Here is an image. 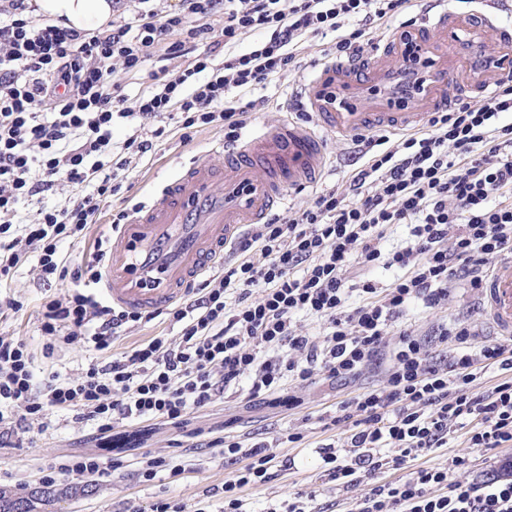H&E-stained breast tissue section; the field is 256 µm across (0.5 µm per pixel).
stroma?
<instances>
[{
	"instance_id": "obj_1",
	"label": "stroma",
	"mask_w": 512,
	"mask_h": 512,
	"mask_svg": "<svg viewBox=\"0 0 512 512\" xmlns=\"http://www.w3.org/2000/svg\"><path fill=\"white\" fill-rule=\"evenodd\" d=\"M322 48L321 42H308L299 73L285 76L265 90V108L257 114L255 126L293 118L290 104L296 93L306 86L315 67L323 62ZM223 137V131L217 127L198 130L187 143L182 142L178 134H171L158 154L139 166L126 196L117 195L103 203L91 237H111L113 216L122 209L124 202H146L182 168L202 161L223 164V156L209 150L212 142ZM320 137L327 155L321 179L316 186L290 191L286 206L279 209L280 214H287L289 206L308 199L314 190L345 188L347 174L362 165L360 154L354 153L346 141L326 131L321 132ZM33 269V264H26L13 279L12 293L23 302L24 308L19 320L8 322L5 329L26 336L38 350L42 347L38 312L47 296H62L66 288L57 285L52 290H44ZM481 299V292L459 284L451 291L445 309L434 311L415 306L409 310L406 321L419 333L426 334L443 321L469 319L477 323L481 335L488 337L492 328L481 314ZM88 356V351L78 342L54 357L37 358L35 377L40 380L56 373L64 379L77 378L85 369ZM382 383V377L370 371L349 386L304 387L296 392L300 405L294 409L290 408L284 393L253 406L246 403L243 394L229 393L213 406L195 413L186 426L178 429L157 421H144L116 424L110 431L100 433L93 426L76 422L72 412L58 411L50 415L47 429L38 434L36 442H29L27 435L20 433L13 437L10 447H0V487L23 494L40 489L43 468L90 454L121 464L122 477L111 481L80 479V493L54 501L45 512H126L132 504L158 499L179 503L186 512H224V497L216 492L226 473L223 456L219 450L208 447L193 454L185 453L184 448L199 436L209 440L250 433L269 441L277 440L276 454L289 463L288 469L279 471L265 485L246 488L244 496L251 512H263L271 501L288 498L307 488L317 490V502L326 512H349L353 502L367 492L369 486L362 483L343 490L324 480L323 462L316 446L337 441L340 432L325 429L320 417L325 413L334 414L338 403L355 393ZM291 432L301 433L302 441L287 442L286 436ZM148 451L168 456L173 464L179 465L180 474L172 477L163 473L154 481L140 482L135 471L142 455Z\"/></svg>"
}]
</instances>
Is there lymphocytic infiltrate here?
<instances>
[{"label":"lymphocytic infiltrate","mask_w":512,"mask_h":512,"mask_svg":"<svg viewBox=\"0 0 512 512\" xmlns=\"http://www.w3.org/2000/svg\"><path fill=\"white\" fill-rule=\"evenodd\" d=\"M122 2V17L88 33L39 18L32 0H0V322L23 309L11 282L33 254L44 285L71 284L39 313L43 356L78 338L94 352L77 379L52 375L39 384L26 338L0 333V447L23 423L57 410L101 431L153 419L179 426L242 387L249 401H263L287 388L351 382L381 363L382 386L342 401L330 419L344 428L342 445L319 448L327 481H372L352 512H512L511 478L462 477V456L443 468L426 462L460 428L469 447H512V379L475 388L487 367L512 372V345L481 337L468 321L443 324L431 338L401 323L412 303L446 307L456 283L480 290L487 259L512 254V123H497L512 112V76L481 103L429 113L420 132L357 135L369 159L345 191H320L288 217L249 225L219 273L162 311L178 336H151L116 355L114 339L147 317L92 292L108 261L102 243L72 261L60 243L86 239L102 202L166 137L165 120L178 121L186 140L215 126L225 143H236L247 117L264 109L258 89L300 69L306 39H326L329 55L348 59L372 48L378 25L411 4ZM247 38L250 48L238 51ZM421 56L407 46L392 81L370 95L407 108L412 92L428 85L417 69ZM177 58L183 68L170 71ZM118 69L149 72L151 81L128 95L112 80ZM121 121L136 129L117 146L112 128ZM397 225L408 228L405 242L384 250ZM377 267L394 279L370 278ZM352 268L356 276L346 278ZM300 313L322 332L300 331ZM210 445L236 465L222 486L224 512H247L241 491L271 480L272 446L231 436ZM118 470L83 455L46 467L40 481L111 478ZM391 471L397 480H385Z\"/></svg>","instance_id":"1"}]
</instances>
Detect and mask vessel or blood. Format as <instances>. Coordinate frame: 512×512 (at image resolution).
I'll use <instances>...</instances> for the list:
<instances>
[{
    "mask_svg": "<svg viewBox=\"0 0 512 512\" xmlns=\"http://www.w3.org/2000/svg\"><path fill=\"white\" fill-rule=\"evenodd\" d=\"M512 12V0H474V10L459 13L447 0H429V12L409 30L387 29L367 56L328 60L306 87V106L319 124L347 137L363 130L404 129L423 114L447 110L456 99L486 94L498 71L458 74L457 31L512 51V26L499 16ZM412 41L429 54L433 73L428 94L413 112L374 107L345 112L328 102L330 87H364L382 82L391 60ZM224 164L200 162L165 182L127 224L113 234L111 256L101 289L119 307L145 312L168 308L198 277L224 262V245L242 224L263 223L288 190L316 180L325 163L316 129L293 122L261 127L233 144L216 143ZM483 315L496 335L512 341V260L498 263L483 284Z\"/></svg>",
    "mask_w": 512,
    "mask_h": 512,
    "instance_id": "b4317fda",
    "label": "vessel or blood"
}]
</instances>
